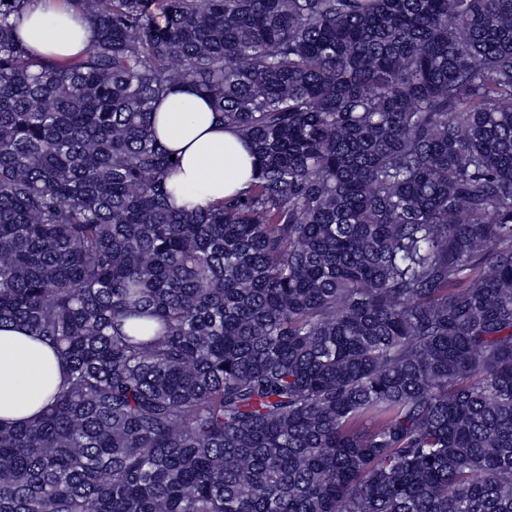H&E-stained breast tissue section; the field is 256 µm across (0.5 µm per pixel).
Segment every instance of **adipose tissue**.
Segmentation results:
<instances>
[{"label": "adipose tissue", "mask_w": 512, "mask_h": 512, "mask_svg": "<svg viewBox=\"0 0 512 512\" xmlns=\"http://www.w3.org/2000/svg\"><path fill=\"white\" fill-rule=\"evenodd\" d=\"M17 33L35 56L71 58L92 38L88 21L34 0ZM155 131L179 160L171 178L174 207H205L243 189L254 176L256 158L247 142L225 130L208 100L189 85L160 102ZM68 369L54 349L17 323L0 324V420L19 422L40 414L63 384Z\"/></svg>", "instance_id": "1"}]
</instances>
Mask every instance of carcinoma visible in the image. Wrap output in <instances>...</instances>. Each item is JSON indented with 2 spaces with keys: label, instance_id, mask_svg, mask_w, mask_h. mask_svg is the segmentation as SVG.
<instances>
[{
  "label": "carcinoma",
  "instance_id": "cac0c4a2",
  "mask_svg": "<svg viewBox=\"0 0 512 512\" xmlns=\"http://www.w3.org/2000/svg\"><path fill=\"white\" fill-rule=\"evenodd\" d=\"M0 0V323L69 365L0 512H512V0ZM193 85L258 173L175 209ZM54 0H40L23 13L17 33L37 57L71 58L81 54L92 38L88 21L62 11Z\"/></svg>",
  "mask_w": 512,
  "mask_h": 512
}]
</instances>
